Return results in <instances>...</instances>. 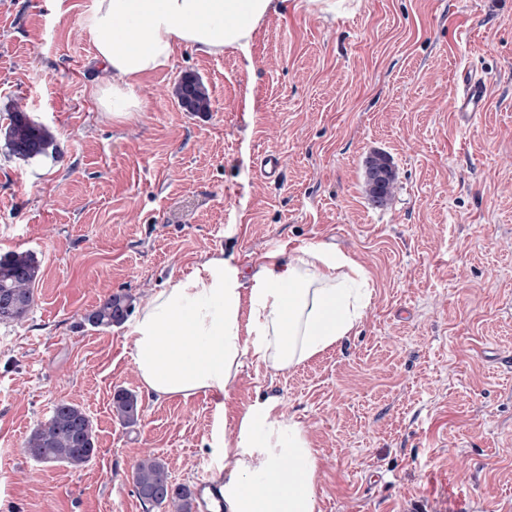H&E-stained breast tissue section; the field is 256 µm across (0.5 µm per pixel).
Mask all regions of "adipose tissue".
Segmentation results:
<instances>
[{
	"label": "adipose tissue",
	"mask_w": 512,
	"mask_h": 512,
	"mask_svg": "<svg viewBox=\"0 0 512 512\" xmlns=\"http://www.w3.org/2000/svg\"><path fill=\"white\" fill-rule=\"evenodd\" d=\"M277 0H93L86 32L112 76L98 102L113 121L140 110L134 87L169 66L177 47L205 55L247 45ZM350 257L323 248L269 255L249 279L211 258L151 293L128 325L135 369L157 399L224 393L243 360L284 370L359 326L370 290ZM213 437L224 450L225 512H317L318 459L302 425L268 396Z\"/></svg>",
	"instance_id": "obj_1"
}]
</instances>
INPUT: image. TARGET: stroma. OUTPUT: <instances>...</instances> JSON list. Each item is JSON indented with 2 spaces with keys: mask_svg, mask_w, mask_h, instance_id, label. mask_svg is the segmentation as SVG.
<instances>
[{
  "mask_svg": "<svg viewBox=\"0 0 512 512\" xmlns=\"http://www.w3.org/2000/svg\"><path fill=\"white\" fill-rule=\"evenodd\" d=\"M92 0H0V254L42 278L22 321L0 323V512H146L131 473L146 453L174 482L218 471L216 410L234 422L273 395L318 458L320 512H505L512 504V0H280L248 48L177 50L117 123L83 33ZM486 74L469 129L451 110L462 67ZM198 76L211 109L183 111ZM24 109L48 155L12 156ZM282 168L264 177V153ZM392 161L391 203L365 192V158ZM335 247L373 293L355 333L274 371L245 362L225 394L141 391L126 325L85 314L140 306L213 256L250 273L267 255ZM137 393L136 425L112 414ZM84 408L98 452L83 469L21 446L53 405ZM178 105L186 112H208L211 100L203 82L194 75L183 76L174 88ZM131 298L126 294H114L86 314L85 321L94 328H111L119 325L129 315Z\"/></svg>",
  "mask_w": 512,
  "mask_h": 512,
  "instance_id": "1",
  "label": "stroma"
}]
</instances>
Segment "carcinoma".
<instances>
[{
    "mask_svg": "<svg viewBox=\"0 0 512 512\" xmlns=\"http://www.w3.org/2000/svg\"><path fill=\"white\" fill-rule=\"evenodd\" d=\"M178 105L185 112H208L211 100L203 82L194 75L183 76L174 88ZM12 155L34 159L48 154L53 146L49 129L33 122L18 109L11 113L7 132ZM40 277V264L33 253L13 251L0 255V295L13 298V306L0 313V322H20L27 317L34 301V287ZM131 298L114 294L86 314L85 321L94 328H110L125 321ZM113 415L123 424L139 421L141 406L135 393L120 389L112 398ZM25 453L41 463H58L80 469L96 455L93 422L79 406L60 401L48 419L35 428L25 441ZM132 482L135 492L148 512L171 507L174 512H192L195 494L184 484L172 481L161 459L144 456L134 465Z\"/></svg>",
    "mask_w": 512,
    "mask_h": 512,
    "instance_id": "1",
    "label": "carcinoma"
}]
</instances>
